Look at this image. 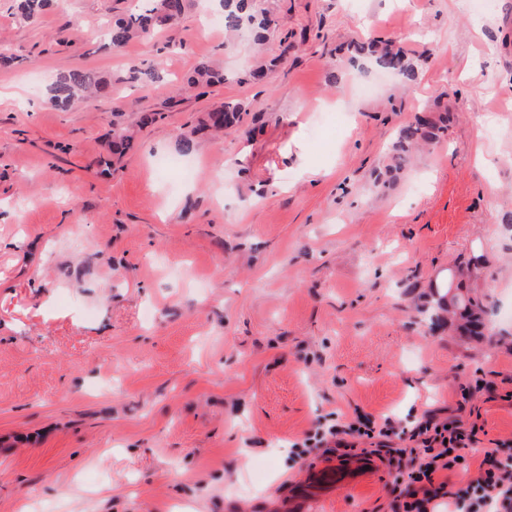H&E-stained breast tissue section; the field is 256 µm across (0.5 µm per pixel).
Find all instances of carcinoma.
Masks as SVG:
<instances>
[{
    "mask_svg": "<svg viewBox=\"0 0 512 512\" xmlns=\"http://www.w3.org/2000/svg\"><path fill=\"white\" fill-rule=\"evenodd\" d=\"M188 0H141L127 10L124 17L115 20L107 29L106 39L118 48L126 44L137 34H150L159 27L178 20L187 9ZM224 9V29L228 32L248 30L254 38L265 41L276 29L277 20L261 6V0H221ZM370 56L382 70L395 71L403 84L409 85L417 78V72L403 52L391 41H376L371 44ZM269 78V68L265 63L253 67L239 77L241 83H262ZM161 79L155 70L132 67L118 81L138 84L143 88L151 86ZM224 79L208 64H201L186 78V85L198 90L211 87ZM108 84L84 69H72L61 74L46 89L49 101L61 110H66L82 101L86 95L97 92L102 94ZM247 114L242 104L227 101L224 105L208 112L203 124L215 130H233L238 128ZM447 117L418 115L414 122L399 132L401 141L417 146L433 143L438 134L446 129Z\"/></svg>",
    "mask_w": 512,
    "mask_h": 512,
    "instance_id": "1",
    "label": "carcinoma"
}]
</instances>
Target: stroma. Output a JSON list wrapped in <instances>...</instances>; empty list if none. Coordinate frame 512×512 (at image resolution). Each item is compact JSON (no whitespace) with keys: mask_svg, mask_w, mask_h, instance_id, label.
Segmentation results:
<instances>
[{"mask_svg":"<svg viewBox=\"0 0 512 512\" xmlns=\"http://www.w3.org/2000/svg\"><path fill=\"white\" fill-rule=\"evenodd\" d=\"M263 4L278 66L248 84L252 35L200 25L218 0L117 49L124 0H0V512H293L343 459L290 456L332 412L477 425L473 467L512 440V0ZM373 39L419 60L411 86L353 52ZM203 62L226 81L168 105ZM134 64L165 84L120 83ZM73 68L113 86L61 111ZM231 100L242 127L198 131ZM437 102L446 136L394 169ZM187 132L193 175L157 171ZM450 272L482 335L437 309ZM407 483L383 460L309 510L395 512Z\"/></svg>","mask_w":512,"mask_h":512,"instance_id":"35a3bbf8","label":"stroma"}]
</instances>
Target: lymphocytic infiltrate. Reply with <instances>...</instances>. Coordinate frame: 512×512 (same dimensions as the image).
Returning <instances> with one entry per match:
<instances>
[{
    "instance_id": "1",
    "label": "lymphocytic infiltrate",
    "mask_w": 512,
    "mask_h": 512,
    "mask_svg": "<svg viewBox=\"0 0 512 512\" xmlns=\"http://www.w3.org/2000/svg\"><path fill=\"white\" fill-rule=\"evenodd\" d=\"M477 428L466 429L454 421L428 413L410 428L395 427L390 420L359 415L344 422L317 423L294 442L297 457L321 448L333 453L366 443L395 453L396 443L408 442L413 489L401 504L402 512H512V443L497 442L484 451L475 475L465 486L449 490L448 472L468 468V457L479 442Z\"/></svg>"
}]
</instances>
